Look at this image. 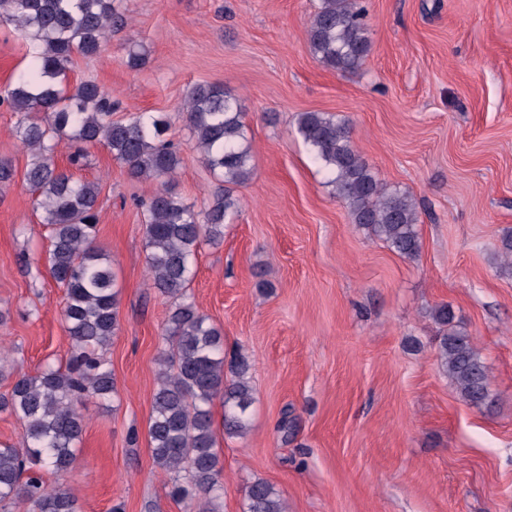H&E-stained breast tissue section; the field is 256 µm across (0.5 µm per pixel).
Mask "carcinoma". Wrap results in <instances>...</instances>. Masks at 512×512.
I'll list each match as a JSON object with an SVG mask.
<instances>
[{
	"label": "carcinoma",
	"mask_w": 512,
	"mask_h": 512,
	"mask_svg": "<svg viewBox=\"0 0 512 512\" xmlns=\"http://www.w3.org/2000/svg\"><path fill=\"white\" fill-rule=\"evenodd\" d=\"M366 18L361 0H321L307 30L314 58L339 72L360 68L371 50ZM124 23L115 0H0V25L14 26L32 49L29 72L4 90L0 102L19 114L15 136L31 155L26 182L49 229L45 265L65 290L62 315L71 339L67 370L48 364L34 375L19 373L10 393L0 396V412L25 427L24 448L0 444V502L28 503L32 512H80L75 495L61 484L47 485L42 470L61 474L71 467L87 401L115 391L112 369L98 350L119 330V289L111 262L96 244L98 184L54 165L55 151L66 139L87 146L102 142L130 177L157 182L143 202L146 268L150 287L170 307L169 348L158 357L148 425L152 460L159 470L175 474L172 497L194 495L199 512H218L224 485L212 406L217 400L223 404L224 435L246 434L254 401L251 364L241 353L226 356L222 331L189 300L187 287L200 248L224 240V223L237 209L234 188L252 175L249 148L241 112L224 87L193 88L182 107L187 128L201 162L224 182L197 212L169 187L181 158L163 139L167 120L142 114L114 121V102L96 83L69 88L73 54L97 53L112 28ZM295 124L353 223L400 256H418L412 197L372 173L352 144L348 124L323 112H301ZM432 316L442 327L440 370L465 402L485 403L489 373L472 337L458 328L448 305L436 306ZM242 512L287 510L274 486L258 479L246 485Z\"/></svg>",
	"instance_id": "carcinoma-1"
}]
</instances>
